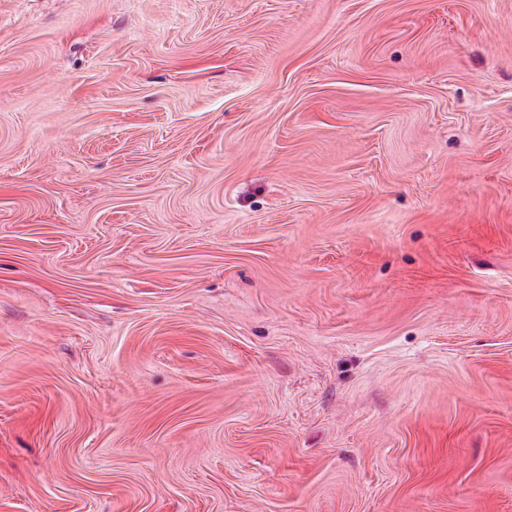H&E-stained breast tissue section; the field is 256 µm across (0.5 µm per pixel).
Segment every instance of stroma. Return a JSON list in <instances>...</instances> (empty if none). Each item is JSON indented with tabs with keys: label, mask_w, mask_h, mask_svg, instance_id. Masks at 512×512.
Wrapping results in <instances>:
<instances>
[{
	"label": "stroma",
	"mask_w": 512,
	"mask_h": 512,
	"mask_svg": "<svg viewBox=\"0 0 512 512\" xmlns=\"http://www.w3.org/2000/svg\"><path fill=\"white\" fill-rule=\"evenodd\" d=\"M0 512H512V0H0Z\"/></svg>",
	"instance_id": "1"
}]
</instances>
